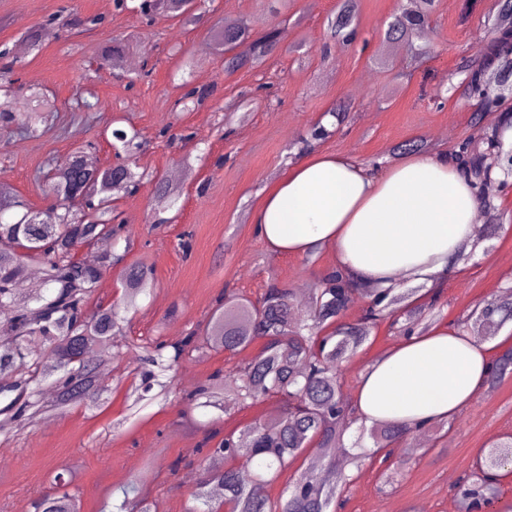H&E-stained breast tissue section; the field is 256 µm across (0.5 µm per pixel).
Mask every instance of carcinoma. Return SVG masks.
<instances>
[{"label":"carcinoma","mask_w":512,"mask_h":512,"mask_svg":"<svg viewBox=\"0 0 512 512\" xmlns=\"http://www.w3.org/2000/svg\"><path fill=\"white\" fill-rule=\"evenodd\" d=\"M495 10L496 37L479 62L466 60L461 65L469 76L468 93L486 103L499 99L512 77V0H496ZM433 11V0H412L389 23L384 41H413L429 26ZM355 22V0H340L329 24L331 38L349 37ZM212 40L224 53V72L233 73L245 65L260 66L279 47L280 31L271 27L254 36L245 23L226 24L212 33ZM242 41L251 45L247 58L233 53ZM494 66L502 72L498 88L483 81L485 70ZM11 73L10 66L0 73V122H19L26 131L36 133L44 124L45 104L38 103L32 112L12 111ZM107 132L118 162L101 168L98 186L91 193L80 195L75 188L84 157L94 149L91 143L50 167L43 191L54 203L43 210H32L13 188L0 182V308L12 311L10 320L0 323V435H11L16 422H35L105 399L108 387L98 365L86 360L90 343L99 345L109 359L130 358L131 372L139 379L132 390V407L138 409L167 397L170 373L182 363L206 350L234 356L261 340L257 355L215 371L184 393L190 409H222L226 397L243 404L271 398L280 404L276 418L256 420L211 448L196 449L202 455V478L188 512H220L225 503L234 512H330L341 484H327L313 472L295 479L284 500L259 496L254 486L275 481L310 447L324 468H336V453L344 447L351 414L342 392V362L357 352L381 321L395 327L404 319L414 325L426 318L425 310H434L435 301L422 307L415 305L414 294L406 288L385 293L362 288L332 267L311 289L305 312L292 289L272 279L256 302L222 293L206 322L176 341H158L143 351L114 345L113 337L121 335L126 316L137 309L140 296L150 292L153 279L147 267L131 264L123 274L121 296L110 305H91L104 273L124 259L114 251V245L126 239V224L116 211L112 189L133 193L141 182L126 164L144 146L141 134L121 125L110 126ZM489 149L502 152L493 132L483 133L478 147L472 141L463 142L456 153L487 192L496 182L494 166L486 161ZM154 194L166 210L179 198L177 187L162 177L155 179ZM102 241L110 247L95 262L75 257L78 245ZM36 265L43 273L41 285L23 295L17 285ZM363 301L366 307L359 322L342 321L350 305ZM511 321L512 289L508 288L472 311L465 332L482 343L487 340V327L498 329ZM508 374H512V350L493 360L487 382L493 384ZM412 433L392 422L360 430V436H369L387 459ZM511 466L512 434L481 449L475 470L456 486V499L464 512L476 506L512 512L511 503H501L499 487V471ZM150 472L151 467H146L138 481L124 488L125 512H152L144 493ZM58 482L61 490L35 499L32 512H81L78 496L64 490L63 477ZM214 484L223 488L220 502L210 495Z\"/></svg>","instance_id":"1"}]
</instances>
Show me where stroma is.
Here are the masks:
<instances>
[{"label":"stroma","instance_id":"obj_1","mask_svg":"<svg viewBox=\"0 0 512 512\" xmlns=\"http://www.w3.org/2000/svg\"><path fill=\"white\" fill-rule=\"evenodd\" d=\"M338 0H284L270 14L267 0H211L195 25L178 19L147 24L137 12L120 10L116 0H0V68L13 65L18 90L13 104L31 106V90L46 92L55 110L47 131L25 134L0 126V180L22 195L33 209L51 203L40 189L49 165L75 147L92 142L98 166L114 160L105 131L120 121L149 137L135 158L142 173L139 191L115 204L129 229L125 263L152 271L154 287L142 296L118 337V344L154 337L171 341L206 320L216 297L232 289L249 298L262 295L270 278L291 288L315 286L335 265L336 255L323 248L312 257L277 252L260 239L252 224L255 208L288 165L314 154L349 155L367 164L388 167L401 160L397 148L415 139L429 151H455L480 132L498 130L497 119L512 111L506 97L492 111L495 122L474 127L472 114L483 109L470 97L458 66L477 59L493 35L487 16L490 0H436L433 22L424 41L430 59L415 64L397 56L392 67L375 59L384 32L402 0H357L358 38L339 44L328 33ZM74 17L93 18V27H76ZM243 21L255 31L278 27V50L260 68L224 71V59L213 50L211 29ZM37 46L19 51L30 31ZM125 41V57L151 58L150 76L133 80L132 70L103 63L108 40ZM210 90V97L190 109L181 99L188 87ZM90 89L99 105L90 112L75 102L78 89ZM259 92L252 109L239 108L242 95ZM344 108L346 118L321 140L309 133L330 125L331 111ZM171 126L173 139L159 138ZM195 155L192 169L182 158ZM183 172L174 222L154 227L161 205L152 179ZM490 211L499 232L481 241L471 259L459 262L439 286L437 319L460 325L484 301L512 287V176L497 182ZM190 234L191 249L177 247ZM124 265L101 280L96 302L111 304L121 293ZM402 335L389 323L375 327L357 353L341 365L343 394L354 399L362 368L383 356ZM221 352L185 362L175 373L168 399L129 415L127 394L133 383L127 361H111L106 379L111 393L98 409L75 408L50 422L20 423L11 438L0 437L7 461L0 465V512L55 492L57 476L70 479L81 512H118L122 490L136 480L147 460L155 477L147 492L154 512H185L200 476L198 467L170 473L168 465L191 455L203 440L202 425L214 421L222 433L239 430L257 418L277 414L279 404L266 399L248 406L232 404L220 417L195 410L182 416L181 391L191 389L215 370L231 366ZM512 433V375L483 387L473 402L448 423L446 437L432 449L414 434L388 461L365 459L346 467L349 482L339 512H457L455 485L471 473L482 448ZM408 459L399 469L400 459Z\"/></svg>","mask_w":512,"mask_h":512}]
</instances>
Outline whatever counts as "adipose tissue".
Segmentation results:
<instances>
[{
	"instance_id": "obj_1",
	"label": "adipose tissue",
	"mask_w": 512,
	"mask_h": 512,
	"mask_svg": "<svg viewBox=\"0 0 512 512\" xmlns=\"http://www.w3.org/2000/svg\"><path fill=\"white\" fill-rule=\"evenodd\" d=\"M479 205L455 157L419 153L381 173L346 156L317 155L291 167L268 191L253 222L279 252L332 248L361 286L391 287L448 276V262L477 236ZM492 356L464 331L440 326L406 336L360 375V421H444L484 386Z\"/></svg>"
}]
</instances>
